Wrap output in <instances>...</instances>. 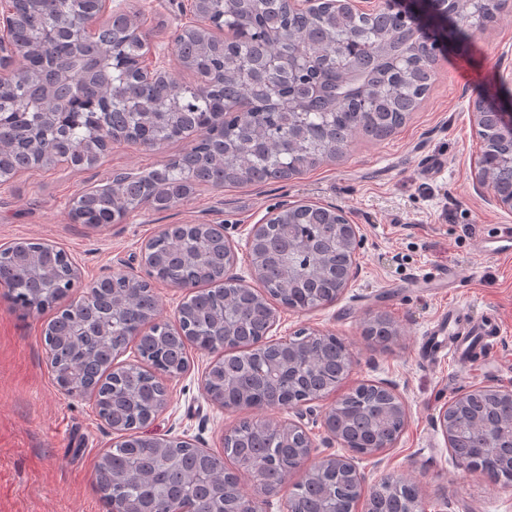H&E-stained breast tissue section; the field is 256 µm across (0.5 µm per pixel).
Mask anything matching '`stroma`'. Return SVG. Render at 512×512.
I'll return each instance as SVG.
<instances>
[{"instance_id":"obj_1","label":"stroma","mask_w":512,"mask_h":512,"mask_svg":"<svg viewBox=\"0 0 512 512\" xmlns=\"http://www.w3.org/2000/svg\"><path fill=\"white\" fill-rule=\"evenodd\" d=\"M135 16L157 59L183 83L173 35L194 22L190 0H112ZM512 69V11L472 28L465 48H452L434 67L429 95L389 138L358 139L346 157L287 180L240 187H200L165 212L146 208L119 222L93 227L70 211L83 190L105 185L114 172L137 173L177 155L187 141L148 151L114 143L94 167L56 166L17 173L0 185V247L39 240L63 249L78 268L70 300L102 273L125 264L141 270L145 244L170 224H220L234 243L237 272L247 276L246 237L283 203L310 200L342 209L366 238L356 276L333 303L298 312L280 309L274 339L301 329L330 330L351 349L355 370L331 392L346 395L363 382L392 384L405 396L408 423L393 448L355 455L370 481L387 474L415 483L423 512H512V487L492 484L459 466L434 426L439 409L463 390L512 387V255L486 252L489 239L512 227V211L476 189L471 166L481 151L471 103ZM454 273V282L441 272ZM0 286V512H104L95 462L117 441L94 402L54 382L45 326L54 313L12 308ZM460 305L471 318L495 314L498 338L464 359L441 352L439 324ZM386 316L398 330L388 345L368 341L366 319ZM188 372L167 379L168 405L150 427L157 436L185 437L223 453L226 430L244 419L279 421L288 410L222 409L202 389L212 355L188 349Z\"/></svg>"}]
</instances>
